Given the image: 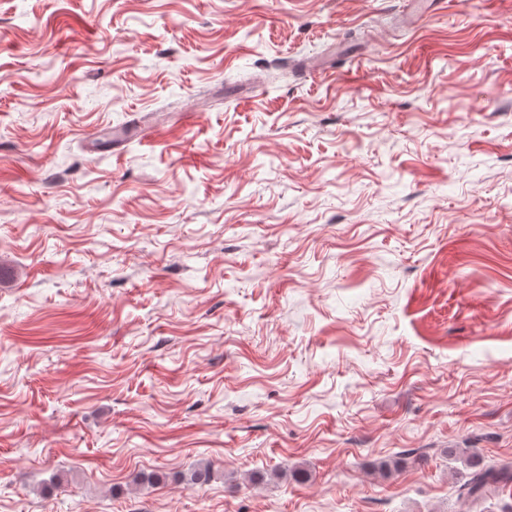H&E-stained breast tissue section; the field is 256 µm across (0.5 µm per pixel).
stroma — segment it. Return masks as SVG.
Masks as SVG:
<instances>
[{
	"label": "stroma",
	"mask_w": 512,
	"mask_h": 512,
	"mask_svg": "<svg viewBox=\"0 0 512 512\" xmlns=\"http://www.w3.org/2000/svg\"><path fill=\"white\" fill-rule=\"evenodd\" d=\"M455 448L512 460V0H0V512L512 504Z\"/></svg>",
	"instance_id": "35a3bbf8"
}]
</instances>
